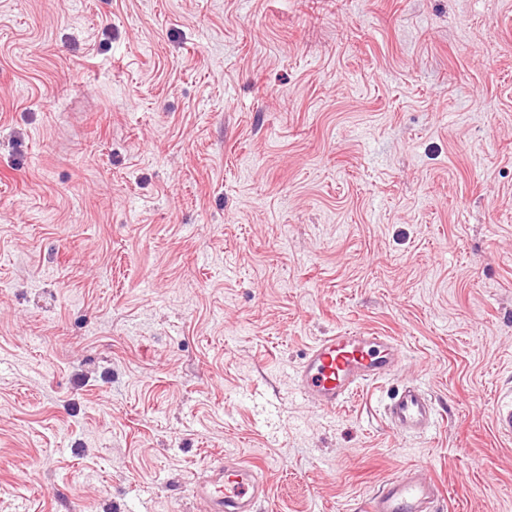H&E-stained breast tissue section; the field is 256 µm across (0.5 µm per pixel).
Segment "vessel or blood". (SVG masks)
<instances>
[{"instance_id":"1","label":"vessel or blood","mask_w":512,"mask_h":512,"mask_svg":"<svg viewBox=\"0 0 512 512\" xmlns=\"http://www.w3.org/2000/svg\"><path fill=\"white\" fill-rule=\"evenodd\" d=\"M403 358L397 337L361 327L322 337L306 351L295 371L297 392L316 407L329 409L347 402L363 386L390 377ZM398 434H425L435 428L433 398L420 386L398 388L384 410ZM499 435L512 438V394L494 410ZM205 512H258L268 499L264 474L253 463L225 456L194 487ZM442 497L426 468L410 467L383 483L367 500L365 512H439Z\"/></svg>"}]
</instances>
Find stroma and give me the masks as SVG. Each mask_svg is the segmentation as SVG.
I'll return each mask as SVG.
<instances>
[{"instance_id":"1","label":"stroma","mask_w":512,"mask_h":512,"mask_svg":"<svg viewBox=\"0 0 512 512\" xmlns=\"http://www.w3.org/2000/svg\"><path fill=\"white\" fill-rule=\"evenodd\" d=\"M404 360L294 390L333 331ZM403 382L436 427L399 436ZM512 0H0V512H512ZM402 358L397 337L365 327L341 329L308 348L295 371V388L316 407H338L363 386L390 377ZM388 425L400 435L426 434L435 428L438 413L433 398L416 384L397 389L384 410ZM494 427L499 435L512 438V394L501 398L495 407ZM194 495L206 512H258L259 505L268 499V484L253 463L224 455V461L195 485ZM442 497L425 467H410L383 483L367 500L365 512H439Z\"/></svg>"}]
</instances>
